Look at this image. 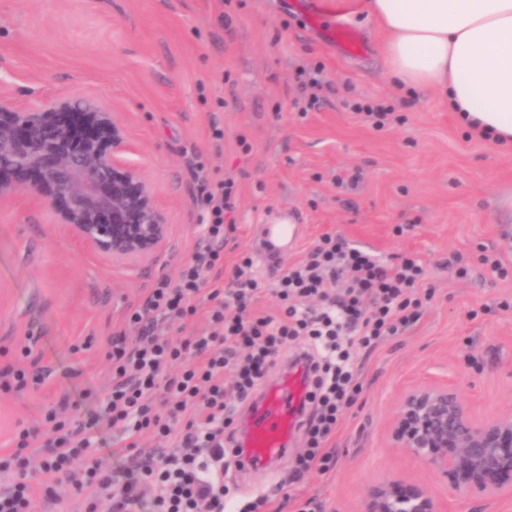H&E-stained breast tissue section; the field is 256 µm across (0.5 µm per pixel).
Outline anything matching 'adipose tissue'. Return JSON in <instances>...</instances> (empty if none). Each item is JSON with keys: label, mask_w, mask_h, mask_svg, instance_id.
Wrapping results in <instances>:
<instances>
[{"label": "adipose tissue", "mask_w": 512, "mask_h": 512, "mask_svg": "<svg viewBox=\"0 0 512 512\" xmlns=\"http://www.w3.org/2000/svg\"><path fill=\"white\" fill-rule=\"evenodd\" d=\"M389 76L443 92L467 127L512 148V0H363Z\"/></svg>", "instance_id": "obj_1"}]
</instances>
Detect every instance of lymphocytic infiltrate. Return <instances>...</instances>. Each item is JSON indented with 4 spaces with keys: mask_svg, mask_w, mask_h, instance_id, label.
Returning a JSON list of instances; mask_svg holds the SVG:
<instances>
[{
    "mask_svg": "<svg viewBox=\"0 0 512 512\" xmlns=\"http://www.w3.org/2000/svg\"><path fill=\"white\" fill-rule=\"evenodd\" d=\"M232 189L225 181L204 189L201 204L209 222L202 245L177 280H159L142 306L129 309L136 341L117 334L108 342L111 383L102 413L110 428L123 436L126 450L138 448L141 435L150 432L169 442L170 452L129 467L123 483L114 485L111 469L79 465L84 449L93 445L91 425L66 418L70 401L61 399L40 426L18 429L12 451L0 453V472L15 475L11 488L0 493V512H40L42 499L54 498L63 483L85 492L86 512L102 506L135 512L145 487L155 491L153 512H225L233 493L224 471L240 454L236 434L228 429V400L253 395L265 383L274 356L301 337L315 351L299 356L311 390L310 409L300 423L306 446L296 458L295 475L330 468L327 443L360 391L356 352L409 331L434 291L425 287L426 270L418 260L404 257L389 265L326 234L282 275L278 315L257 313L252 258L235 266L230 289L207 286L210 272L224 261ZM201 295L210 304V332L184 338L161 334L163 324L195 314ZM35 454L45 478L39 491L30 482Z\"/></svg>",
    "mask_w": 512,
    "mask_h": 512,
    "instance_id": "lymphocytic-infiltrate-1",
    "label": "lymphocytic infiltrate"
}]
</instances>
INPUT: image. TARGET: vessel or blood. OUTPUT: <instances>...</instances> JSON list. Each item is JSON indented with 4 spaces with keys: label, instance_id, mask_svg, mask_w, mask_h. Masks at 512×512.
I'll return each mask as SVG.
<instances>
[{
    "label": "vessel or blood",
    "instance_id": "b4317fda",
    "mask_svg": "<svg viewBox=\"0 0 512 512\" xmlns=\"http://www.w3.org/2000/svg\"><path fill=\"white\" fill-rule=\"evenodd\" d=\"M307 392L303 370L268 387L256 405L241 446L249 466H272L288 450L298 430L299 408Z\"/></svg>",
    "mask_w": 512,
    "mask_h": 512
}]
</instances>
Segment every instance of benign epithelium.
<instances>
[{
    "label": "benign epithelium",
    "instance_id": "obj_1",
    "mask_svg": "<svg viewBox=\"0 0 512 512\" xmlns=\"http://www.w3.org/2000/svg\"><path fill=\"white\" fill-rule=\"evenodd\" d=\"M123 126L94 100L24 104L0 95V204L25 194L99 256L138 266L163 249L169 224L155 189L125 155ZM408 455L463 499L512 497V410L479 418L446 381L403 389L387 428ZM359 512H448L433 485L386 477L369 486Z\"/></svg>",
    "mask_w": 512,
    "mask_h": 512
}]
</instances>
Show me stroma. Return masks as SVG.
<instances>
[{
  "label": "stroma",
  "mask_w": 512,
  "mask_h": 512,
  "mask_svg": "<svg viewBox=\"0 0 512 512\" xmlns=\"http://www.w3.org/2000/svg\"><path fill=\"white\" fill-rule=\"evenodd\" d=\"M339 24L361 35L365 55L329 40ZM384 39L360 0H0V93L109 107L170 224L165 252L132 268L88 252L26 196L0 207V366L29 343L49 374L37 389L0 392V452L18 423L39 425L67 391L81 399L70 416L92 422L111 451L104 466L117 475L132 465L121 436L96 420L107 342L191 258L206 221L202 187L220 179L234 182L235 229L217 284L228 286L240 255H251L260 313H277L282 270L326 233L388 263L412 254L435 289L414 328L358 354L362 390L329 443L331 468L290 482L302 446L293 438L275 472H225L238 502L264 492L272 512H300L310 499L321 512H356L382 477L426 480L386 446L406 386L446 380L480 414L512 408V223L498 208L512 194V149L461 127L438 91L392 84ZM315 75L319 100L300 114L294 102ZM369 108L389 113L385 125ZM287 211L299 217L298 242L270 253L265 228Z\"/></svg>",
  "instance_id": "obj_1"
}]
</instances>
